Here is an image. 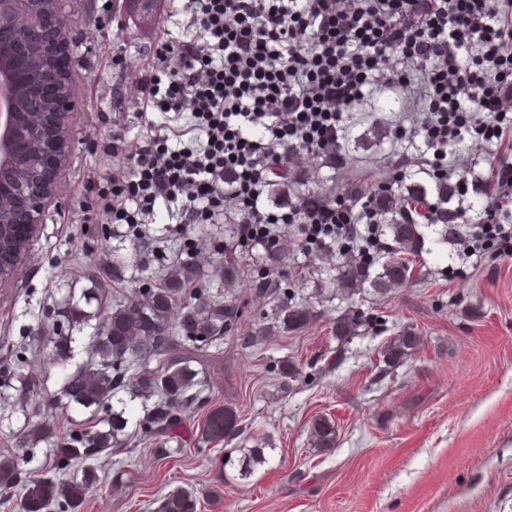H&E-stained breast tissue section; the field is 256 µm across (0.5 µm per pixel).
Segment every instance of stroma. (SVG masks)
Segmentation results:
<instances>
[{
	"instance_id": "1",
	"label": "stroma",
	"mask_w": 512,
	"mask_h": 512,
	"mask_svg": "<svg viewBox=\"0 0 512 512\" xmlns=\"http://www.w3.org/2000/svg\"><path fill=\"white\" fill-rule=\"evenodd\" d=\"M179 7L178 0H163L148 31L132 0L61 4L77 61L73 146L58 198L16 276L0 286V342L43 400L34 404L0 389L1 449L16 447L26 423H55L50 397L63 373L89 364L101 305L149 287L155 271L190 253L202 287L213 294L222 288L215 261L223 225L172 229L160 204L143 246L126 225L108 223L99 207L112 172L107 137L122 129L131 138L138 133L140 105L127 88L151 63L157 36ZM475 146L471 139L456 145L448 170L467 203L483 200L481 186L492 179L488 164L470 166ZM402 153L393 139L365 152L357 170L336 172L337 191L368 171L391 179ZM469 167L477 183H459ZM277 244L288 256L272 274L279 297L259 296L241 279L238 329L210 350L217 366L202 396L235 408V436L202 446L204 415L190 411L180 430L182 453L156 459L152 440L144 438L103 456L80 512H158L178 487L196 490L198 512H512V257L495 241L470 258L460 239L429 241L416 259L421 280L386 296L369 287L346 295L332 287L318 292V276H335L339 257L328 256L322 274L308 272L314 252L299 225L280 226ZM116 255L126 259L118 279L110 275ZM69 298L89 316L74 328L62 314ZM280 302L312 307L315 317L303 330L246 346L245 337ZM350 309L368 323L337 340L336 320ZM60 331L75 338L62 364L50 343ZM403 333L417 336V345L400 365L385 367L380 350ZM288 365L295 376L284 374ZM90 415L73 407L56 430L84 429ZM321 419L336 429L333 447L313 441ZM253 448L264 449L266 461L245 479L238 462Z\"/></svg>"
}]
</instances>
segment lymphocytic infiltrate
Instances as JSON below:
<instances>
[{"label":"lymphocytic infiltrate","mask_w":512,"mask_h":512,"mask_svg":"<svg viewBox=\"0 0 512 512\" xmlns=\"http://www.w3.org/2000/svg\"><path fill=\"white\" fill-rule=\"evenodd\" d=\"M184 36L159 41L135 89L145 117L136 145L117 132L107 216L144 236L164 203L175 224H220L237 205L244 241L274 224L301 225L308 242L352 239L373 228L353 195L269 209L264 190L289 149L334 148L346 111L381 85L422 106L399 139L433 175L465 134L482 143L512 131V0H181ZM187 115L185 130L169 131ZM512 198V162L500 160L470 252L498 240L512 252L501 198ZM365 236V235H362ZM375 244L374 235L365 236Z\"/></svg>","instance_id":"1"}]
</instances>
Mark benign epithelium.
I'll list each match as a JSON object with an SVG mask.
<instances>
[{"mask_svg":"<svg viewBox=\"0 0 512 512\" xmlns=\"http://www.w3.org/2000/svg\"><path fill=\"white\" fill-rule=\"evenodd\" d=\"M60 0H0V52L11 85L23 90L33 119L7 112L0 91V226L32 232L44 223L72 146L69 117L77 98L69 22Z\"/></svg>","mask_w":512,"mask_h":512,"instance_id":"1","label":"benign epithelium"}]
</instances>
